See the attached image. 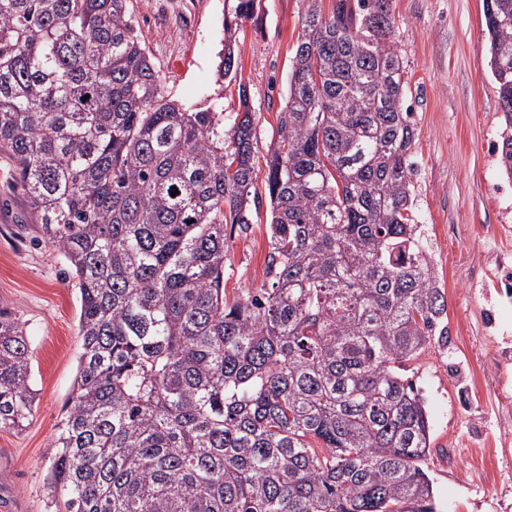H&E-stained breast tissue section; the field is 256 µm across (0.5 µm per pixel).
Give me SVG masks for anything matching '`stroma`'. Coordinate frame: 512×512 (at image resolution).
I'll use <instances>...</instances> for the list:
<instances>
[{
	"label": "stroma",
	"instance_id": "35a3bbf8",
	"mask_svg": "<svg viewBox=\"0 0 512 512\" xmlns=\"http://www.w3.org/2000/svg\"><path fill=\"white\" fill-rule=\"evenodd\" d=\"M306 6L256 0L254 18L237 32L240 81L223 84L216 62L227 0H129L165 96L191 104L221 95L229 119L246 84L258 119L259 191ZM391 9L418 132L412 159L420 222L448 301L447 340L430 341L406 365L430 415L423 467L441 512H512V300H500L494 288L499 259L512 258V182L493 151L501 110L483 0H391ZM13 172L12 159L0 154V307L27 328L37 394L22 429L0 430V496L18 501L22 512H55L46 477L77 372L78 289L58 252L39 239ZM268 221L262 207L247 233L226 229L227 298L267 282Z\"/></svg>",
	"mask_w": 512,
	"mask_h": 512
}]
</instances>
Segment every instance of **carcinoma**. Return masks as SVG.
Listing matches in <instances>:
<instances>
[{
  "label": "carcinoma",
  "mask_w": 512,
  "mask_h": 512,
  "mask_svg": "<svg viewBox=\"0 0 512 512\" xmlns=\"http://www.w3.org/2000/svg\"><path fill=\"white\" fill-rule=\"evenodd\" d=\"M267 159L269 282L228 301L224 226L259 209L247 88L186 107L127 0H0V153L79 290L47 476L61 512H437L404 364L443 325L413 195L391 0H307ZM234 0L217 75L235 81ZM512 180V0H484ZM87 100H82V97ZM176 195H171V192ZM0 308V430L36 397Z\"/></svg>",
  "instance_id": "carcinoma-1"
}]
</instances>
